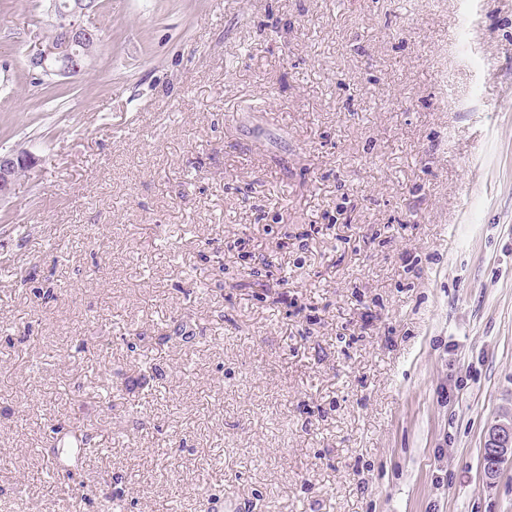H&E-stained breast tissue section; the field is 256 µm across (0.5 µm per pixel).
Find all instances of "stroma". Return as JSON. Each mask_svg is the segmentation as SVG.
<instances>
[{"label":"stroma","instance_id":"stroma-1","mask_svg":"<svg viewBox=\"0 0 512 512\" xmlns=\"http://www.w3.org/2000/svg\"><path fill=\"white\" fill-rule=\"evenodd\" d=\"M45 4L0 0V512H512V0H99L42 79ZM94 1V2H93ZM98 6L97 0H72L66 9H55L51 1L48 12L51 23L58 28L59 39L46 42L38 38L25 52L28 68L46 77L70 78L89 61L97 47L96 28L84 18L90 17ZM47 23L42 37H55L54 26ZM38 162L39 159L26 150L0 153V198L12 193L20 171L30 172ZM489 449L499 456L507 457L512 454V424H498L491 428L486 437ZM504 445V448H500Z\"/></svg>","mask_w":512,"mask_h":512}]
</instances>
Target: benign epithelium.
I'll return each mask as SVG.
<instances>
[{
	"label": "benign epithelium",
	"instance_id": "7a95c632",
	"mask_svg": "<svg viewBox=\"0 0 512 512\" xmlns=\"http://www.w3.org/2000/svg\"><path fill=\"white\" fill-rule=\"evenodd\" d=\"M96 10L93 0H70L66 8L50 5L51 23L58 28L59 39H37L25 52L28 68L46 77L70 78L89 61L97 47L96 28L85 21ZM39 159L26 150L0 153V198L12 193L18 173L32 171ZM490 450L507 457L512 454V424H498L486 437Z\"/></svg>",
	"mask_w": 512,
	"mask_h": 512
}]
</instances>
